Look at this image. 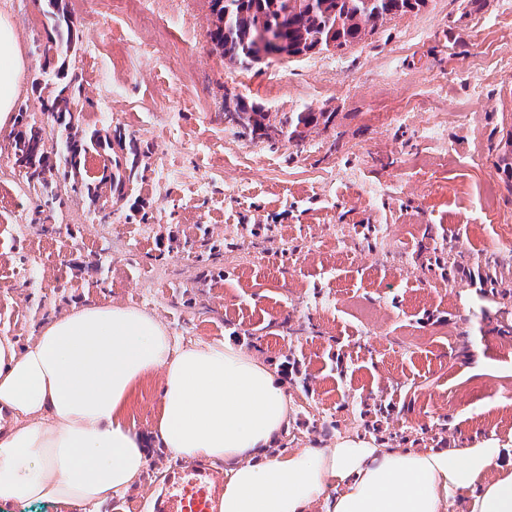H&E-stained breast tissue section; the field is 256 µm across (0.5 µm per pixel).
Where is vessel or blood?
I'll return each mask as SVG.
<instances>
[{"mask_svg": "<svg viewBox=\"0 0 512 512\" xmlns=\"http://www.w3.org/2000/svg\"><path fill=\"white\" fill-rule=\"evenodd\" d=\"M223 471L203 464L170 473L164 493L146 503L147 512H221Z\"/></svg>", "mask_w": 512, "mask_h": 512, "instance_id": "vessel-or-blood-1", "label": "vessel or blood"}]
</instances>
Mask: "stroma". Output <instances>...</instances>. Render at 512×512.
Returning <instances> with one entry per match:
<instances>
[{"mask_svg": "<svg viewBox=\"0 0 512 512\" xmlns=\"http://www.w3.org/2000/svg\"><path fill=\"white\" fill-rule=\"evenodd\" d=\"M499 5L428 0L346 49L244 71L210 40L211 0H145L147 23L111 0H0L27 58L18 109L52 124L42 98L75 80L76 124L138 159L110 208L64 191L39 223L0 131V333L24 345L73 306H135L187 342L233 338L280 373L292 411L278 447L352 435L512 448V262L497 256L512 225V23ZM55 6L65 53L48 37ZM228 95L330 120L300 141L262 137L225 120ZM429 123L439 138H421ZM163 167L182 179L162 181ZM159 407L146 388L133 410L146 470L106 512L160 494L154 474L172 461L151 440ZM50 24V38L58 49L66 52L72 45V30L67 16L64 13L52 12L47 17Z\"/></svg>", "mask_w": 512, "mask_h": 512, "instance_id": "obj_1", "label": "stroma"}]
</instances>
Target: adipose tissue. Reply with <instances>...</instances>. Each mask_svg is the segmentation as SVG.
Returning <instances> with one entry per match:
<instances>
[{"instance_id": "1", "label": "adipose tissue", "mask_w": 512, "mask_h": 512, "mask_svg": "<svg viewBox=\"0 0 512 512\" xmlns=\"http://www.w3.org/2000/svg\"><path fill=\"white\" fill-rule=\"evenodd\" d=\"M25 66L0 12V130L16 122ZM153 380L168 457L230 462L224 512H313L323 499L327 512H448L462 488L474 491L466 512H512V461L498 441L419 451L341 437L276 449L290 409L280 375L232 340L185 345L154 315L114 304L73 306L23 347L0 336V503L124 496L147 464L129 413Z\"/></svg>"}]
</instances>
